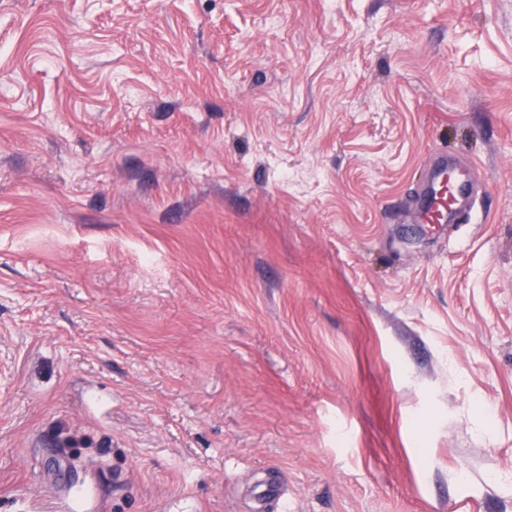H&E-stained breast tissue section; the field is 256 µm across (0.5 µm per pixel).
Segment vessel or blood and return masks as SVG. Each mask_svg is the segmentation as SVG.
I'll use <instances>...</instances> for the list:
<instances>
[{
  "label": "vessel or blood",
  "mask_w": 512,
  "mask_h": 512,
  "mask_svg": "<svg viewBox=\"0 0 512 512\" xmlns=\"http://www.w3.org/2000/svg\"><path fill=\"white\" fill-rule=\"evenodd\" d=\"M427 181L416 199L421 224L475 221L476 190L470 169L458 167L447 155H438L427 167Z\"/></svg>",
  "instance_id": "1"
}]
</instances>
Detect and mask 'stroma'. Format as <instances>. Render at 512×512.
<instances>
[{"label": "stroma", "instance_id": "1", "mask_svg": "<svg viewBox=\"0 0 512 512\" xmlns=\"http://www.w3.org/2000/svg\"><path fill=\"white\" fill-rule=\"evenodd\" d=\"M0 512H512V0H0ZM427 172V181L416 199L418 224L475 221L476 190L471 168L458 167L447 154H439L427 166Z\"/></svg>", "mask_w": 512, "mask_h": 512}]
</instances>
